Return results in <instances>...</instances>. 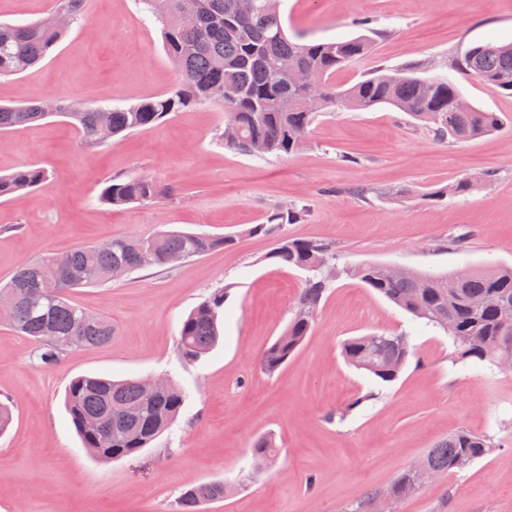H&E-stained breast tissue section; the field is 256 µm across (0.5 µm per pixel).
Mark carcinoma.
<instances>
[{"mask_svg": "<svg viewBox=\"0 0 512 512\" xmlns=\"http://www.w3.org/2000/svg\"><path fill=\"white\" fill-rule=\"evenodd\" d=\"M143 10L162 25L164 49L180 70L179 82L169 91L124 108L77 107L58 100V115L75 127L85 144L102 143L101 128L111 136L146 130L167 117L206 102L224 105V127L218 141L224 148L252 154L256 142L266 144L265 155L289 157L303 149L318 115L327 109L368 110L390 105L425 123L438 140L451 137L468 140L487 136L497 129L499 116L475 107L456 111L463 98L458 86L446 77L421 78L411 72H396L387 83L374 72L347 88L331 83L336 72L366 56L371 41L364 35L349 39L310 40L303 35L288 36L280 8L267 0H167L165 13L156 10L154 0H140ZM84 0H58L70 13V23L59 25L53 16L16 24L0 22V77L24 72L45 59L66 36L74 23L84 17ZM303 67L323 88L319 108H302L300 92L288 81V70ZM457 68L502 91L512 92V42L486 43L472 47L457 62ZM45 102L0 105V131H15L39 122L50 113ZM51 172L37 165H25L0 176V198L35 188ZM162 189L153 178L135 175L111 178L98 201L120 207L146 204L158 199ZM304 211L293 206L277 207L265 213L247 233L270 236L285 224L302 220ZM161 260L182 253L200 257L231 243L193 232L165 231L155 237ZM142 239L124 236L112 239V247L86 245L60 255L61 265L50 255L18 266L0 294L12 292L17 303L0 312V322L35 344L36 356L44 368L58 365L74 349H93L108 343L114 332L112 321L102 315L83 324L82 307L69 297L75 288L97 287L141 269ZM284 264L310 273L297 297L303 317H293L287 330L261 358L265 372L274 374L294 356L308 336L321 299L329 288L325 268L334 259L326 243L289 239L274 254ZM366 287L394 303L414 318L443 330L455 346L453 363L492 361L489 351L512 350V267L491 271L475 270L463 285L452 273H423L405 270L385 278L377 265L366 264L346 271ZM54 282L57 295L44 308L33 309L25 293ZM226 291L218 288L182 320L176 355L182 363L205 357L220 339ZM51 343L42 342L46 335ZM409 337L381 333L345 340L341 354L345 361L370 375L379 385L398 379L411 355ZM141 379L114 380L82 375L71 380L65 392V406L71 422L86 448L101 461L134 456L166 431L184 409L187 393L174 383L148 400L140 390ZM493 449L491 441L465 429L456 430L437 442L424 457V464L438 475L460 473ZM258 468L277 453L270 438L249 449ZM421 488L414 469L399 474L391 484L392 494L403 501ZM222 481L188 485L178 498V512H199L205 504L224 499ZM379 491H367L348 503L344 512H378Z\"/></svg>", "mask_w": 512, "mask_h": 512, "instance_id": "cac0c4a2", "label": "carcinoma"}]
</instances>
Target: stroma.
I'll use <instances>...</instances> for the list:
<instances>
[{
    "instance_id": "1",
    "label": "stroma",
    "mask_w": 512,
    "mask_h": 512,
    "mask_svg": "<svg viewBox=\"0 0 512 512\" xmlns=\"http://www.w3.org/2000/svg\"><path fill=\"white\" fill-rule=\"evenodd\" d=\"M289 33L311 39L368 36L372 52L339 71L350 86L377 69L446 76L476 108L497 113L494 133L436 140L390 106L320 114L304 151L285 159L224 148V107L208 102L95 148L65 118L0 132V173L37 164L42 186L0 199V282L20 264L126 235L182 230L234 237L201 257L147 268L72 291L87 311L111 319L107 344L36 365L34 344L0 324V400L15 414L0 436V512H176L191 482L224 481L204 512H343L382 488L463 428L494 450L467 470L436 479L398 512H512V370L454 366L442 330L412 317L345 276L333 280L296 354L275 374L263 352L287 329L304 271L274 252L284 239L330 244L338 267L379 264L421 272L512 266V95L454 63L471 47L512 38V0H281ZM48 57L0 77V103L65 98L82 107H126L179 81L160 25L137 0H85ZM148 175L165 192L144 205L108 207L98 195L113 177ZM465 195L448 194L460 179ZM444 198H435V191ZM304 209L278 234L247 228L277 206ZM224 288V339L201 361L174 360L182 318ZM376 332L410 336L414 354L399 379L374 388L349 366L342 343ZM167 375L190 394L172 427L133 457L92 458L64 406L70 380ZM373 400H366L370 389ZM356 402L344 420L336 409ZM272 436L271 469L252 472L249 448Z\"/></svg>"
}]
</instances>
